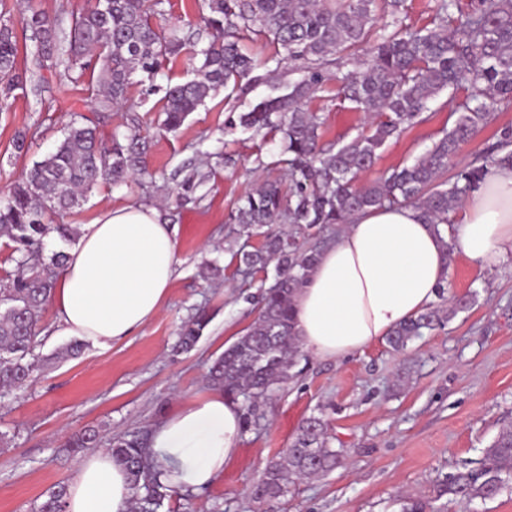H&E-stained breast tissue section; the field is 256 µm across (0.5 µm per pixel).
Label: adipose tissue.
<instances>
[{
	"label": "adipose tissue",
	"instance_id": "ef3b65f1",
	"mask_svg": "<svg viewBox=\"0 0 512 512\" xmlns=\"http://www.w3.org/2000/svg\"><path fill=\"white\" fill-rule=\"evenodd\" d=\"M450 253L487 268L512 253V168L489 170L443 236L410 206L355 216L296 293L302 348L338 360L382 341L437 301ZM177 265L176 231L156 207H106L67 249L50 306L65 333L107 349L159 315ZM241 434L240 406L223 392L183 401L151 434L161 481L185 489L211 485L236 460ZM129 507L127 472L108 451L80 461L65 512Z\"/></svg>",
	"mask_w": 512,
	"mask_h": 512
}]
</instances>
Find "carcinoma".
Here are the masks:
<instances>
[{"instance_id":"obj_1","label":"carcinoma","mask_w":512,"mask_h":512,"mask_svg":"<svg viewBox=\"0 0 512 512\" xmlns=\"http://www.w3.org/2000/svg\"><path fill=\"white\" fill-rule=\"evenodd\" d=\"M166 0H90L72 16L71 25L57 27L45 15L23 19L36 39L31 52L33 69L47 61L67 72L86 71L91 58L101 63L96 106L100 112L127 100L134 75L154 76L161 56L177 55L194 39V32L167 34L152 18L165 12ZM203 17L215 39L199 51L202 61L195 77L166 88L162 127L177 131L206 98L229 83L256 82L254 61L241 53L237 38L244 31L273 37L286 61L303 63L304 75L288 85V92L263 99L239 117V127L260 134H282L281 153L288 155V187L273 180L246 195L234 221L238 237L250 238L267 224L287 223L291 232H267L252 249L235 252L244 271L273 267L272 281L258 299V315L246 333L224 350L210 366L209 384L239 402L243 431L263 418L273 392L296 378L304 359L295 334L293 299L315 265L320 248L303 247L296 234L322 232L347 224L354 216L384 205L418 209L438 234L448 232V215L475 192L491 167L512 168V126L499 131L497 145L480 166L458 170L454 181L441 180L448 167L501 107L512 104V0H478L464 12L457 0H438L430 24L405 22L406 0H386L388 20L376 25L377 0H203ZM343 53L352 69L336 78V95L355 112L369 115L368 128L336 147L319 145L321 122L306 108L330 76L324 71L330 57ZM18 46L13 29L0 24V99L19 86ZM466 91L460 112L444 135L411 164L391 168L365 185L387 142L410 127L427 121L430 102L441 92ZM148 145L139 134L119 132L102 145L96 127L76 118L66 126L55 151L34 162L25 179L0 198V239L16 263L14 278L0 289V394L23 388L34 379L35 360L29 359L38 337L39 313L54 285L49 267L66 259L55 251L43 259L44 238L51 232L59 241H73L69 224H47V216L70 209L103 184L119 185L145 172ZM394 328L389 346L406 349L424 329L442 328L472 307L467 298L446 297ZM210 322L199 310L185 320L177 349L191 350ZM100 431L86 429L68 447L96 448ZM112 458L129 476L130 512H160L179 495L153 471L146 438L139 433L108 440ZM342 450L332 447L328 424L320 416L307 418L279 459L266 465L253 485L252 498L275 502L298 482L330 472L342 463ZM512 483V425L500 429L483 451L480 466L451 474L435 497L408 499L401 512H440L435 502L449 495L461 502L492 499ZM66 486L58 485L34 506V512H65Z\"/></svg>"}]
</instances>
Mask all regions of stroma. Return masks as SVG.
<instances>
[{
    "instance_id": "obj_1",
    "label": "stroma",
    "mask_w": 512,
    "mask_h": 512,
    "mask_svg": "<svg viewBox=\"0 0 512 512\" xmlns=\"http://www.w3.org/2000/svg\"><path fill=\"white\" fill-rule=\"evenodd\" d=\"M86 0H0V21L16 33L21 86L0 106V196L21 180L34 161L62 141L72 114L92 120L103 139L136 127L150 142L147 172L125 184L102 185L87 202L51 216L54 224L91 223L101 209L140 203L158 206L175 225L177 275L159 317L136 336L102 350L88 347L76 358L59 357L70 338L44 306L36 354L44 363L35 381L0 399V512H32L60 483H69L80 460L65 443L87 427L104 436L152 429L179 399L208 392L211 362L257 316L263 273L243 274L226 249L229 216L242 198L267 180L284 178L279 139L228 133L231 122L261 99L284 93L301 76L288 62L275 80L231 85L207 98L178 131L158 125L164 87L191 80L192 53L161 59L150 81L134 83L122 107L94 110L91 72L65 73L46 62L33 71L32 42L22 19L34 12L69 24ZM201 0H167L158 23L164 31L191 29L206 46L213 34L202 22ZM463 93H442L425 123L389 143L378 170L411 162L442 137L455 119ZM308 107L321 115V144L350 139L368 122L336 97L327 81ZM26 132L28 152L14 146ZM193 166L203 182L185 187L178 172ZM218 269H211V262ZM451 295L474 298L442 330L425 332L402 352L378 342L339 360L307 356L302 374L275 390L265 416L243 436L235 463L212 485L190 497H174L169 512H399L402 494L428 495L446 476L473 468L499 430L512 424V255L494 269L454 257ZM211 321L196 347L172 354L181 323L197 308ZM324 414L344 463L292 487L275 507L250 496L266 464L283 454L301 423Z\"/></svg>"
}]
</instances>
